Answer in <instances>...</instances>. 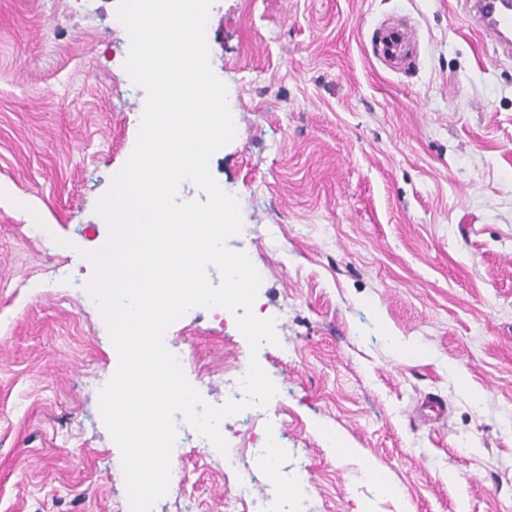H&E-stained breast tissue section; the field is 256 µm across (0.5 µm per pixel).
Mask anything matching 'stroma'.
Listing matches in <instances>:
<instances>
[{
    "instance_id": "1",
    "label": "stroma",
    "mask_w": 512,
    "mask_h": 512,
    "mask_svg": "<svg viewBox=\"0 0 512 512\" xmlns=\"http://www.w3.org/2000/svg\"><path fill=\"white\" fill-rule=\"evenodd\" d=\"M118 5L0 0V512L128 503L98 406L118 355L86 291L145 102ZM396 18L415 30L406 70L378 51ZM208 37L236 116L209 169L279 342L254 353L235 322L188 314L166 336L189 382L223 404L209 370L252 354L284 381L270 412L311 512H512V58L459 0H214ZM428 393L446 419H414ZM173 453L189 485L153 512L265 491L215 448Z\"/></svg>"
}]
</instances>
